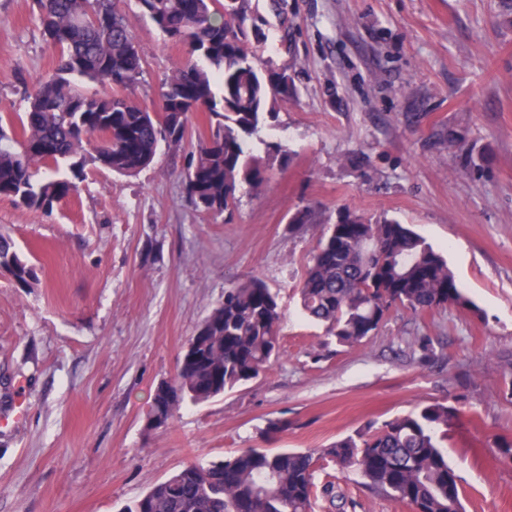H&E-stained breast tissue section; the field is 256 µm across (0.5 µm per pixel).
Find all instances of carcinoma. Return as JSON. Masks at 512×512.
I'll use <instances>...</instances> for the list:
<instances>
[{
  "mask_svg": "<svg viewBox=\"0 0 512 512\" xmlns=\"http://www.w3.org/2000/svg\"><path fill=\"white\" fill-rule=\"evenodd\" d=\"M121 0H36L53 72L28 94L27 110L0 113V198L49 212L78 191L89 165L123 175L150 167L160 146L179 150L191 118L206 134L191 151L188 202L215 216L237 206L241 185L262 190L266 170L254 158L274 104L297 96L285 70L266 72L247 33L245 0H136L173 42L190 48L151 112L126 95L143 73L146 51ZM107 88L90 94L87 84ZM290 224H316L310 205ZM317 242L299 283L305 315L345 346L373 336L399 308L414 313L465 306L446 258L407 224L343 206ZM0 272L19 288L36 278L12 239L0 234ZM282 312L259 277L224 291L200 323L197 358L180 363L169 395L154 393L150 413L170 420L180 403L205 402L255 379L277 358ZM456 409L439 402L331 443L319 452L246 448L216 461L192 462L155 484L122 512H311L321 462L356 472L375 494L412 512H463L459 476L444 451Z\"/></svg>",
  "mask_w": 512,
  "mask_h": 512,
  "instance_id": "1",
  "label": "carcinoma"
}]
</instances>
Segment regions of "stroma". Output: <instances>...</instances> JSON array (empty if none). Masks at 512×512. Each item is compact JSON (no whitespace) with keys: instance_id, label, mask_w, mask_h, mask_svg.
I'll list each match as a JSON object with an SVG mask.
<instances>
[{"instance_id":"35a3bbf8","label":"stroma","mask_w":512,"mask_h":512,"mask_svg":"<svg viewBox=\"0 0 512 512\" xmlns=\"http://www.w3.org/2000/svg\"><path fill=\"white\" fill-rule=\"evenodd\" d=\"M147 52L131 98L158 110L188 48L135 0L122 5ZM263 68L292 71L232 215L185 199L188 151L138 175L86 169L52 213L0 199V233L34 265L0 274V512H120L194 460L244 448L309 450L439 401L466 512H512V0H248ZM33 0H0V112H25L52 72ZM281 151H274V144ZM314 205L319 223L288 213ZM341 205L408 224L443 252L470 300L391 313L343 346L301 311L297 288ZM251 276L278 294V359L224 395L184 402L147 426L155 388L174 379L191 336L225 288ZM431 340L421 352L420 338ZM22 421H15L17 410ZM284 422L283 432L267 428ZM335 501L312 512H411L328 465Z\"/></svg>"}]
</instances>
